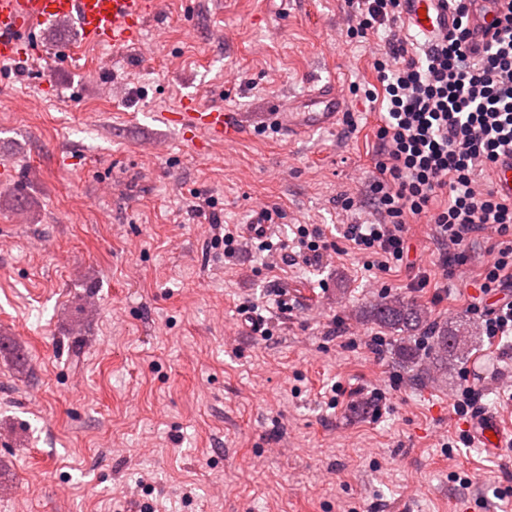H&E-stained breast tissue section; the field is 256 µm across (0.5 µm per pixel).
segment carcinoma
<instances>
[{
  "label": "carcinoma",
  "mask_w": 512,
  "mask_h": 512,
  "mask_svg": "<svg viewBox=\"0 0 512 512\" xmlns=\"http://www.w3.org/2000/svg\"><path fill=\"white\" fill-rule=\"evenodd\" d=\"M362 315L369 321L401 334L400 355L415 369L417 380L430 378V372L423 368V360L410 347L411 334L427 326L426 316L416 306L397 296L371 305ZM428 339L429 354L436 372L444 371L448 366L466 361L470 357L462 323L454 329L446 325H433L429 327Z\"/></svg>",
  "instance_id": "1"
}]
</instances>
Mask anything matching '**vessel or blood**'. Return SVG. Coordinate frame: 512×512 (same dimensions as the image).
I'll list each match as a JSON object with an SVG mask.
<instances>
[{
    "label": "vessel or blood",
    "instance_id": "b4317fda",
    "mask_svg": "<svg viewBox=\"0 0 512 512\" xmlns=\"http://www.w3.org/2000/svg\"><path fill=\"white\" fill-rule=\"evenodd\" d=\"M157 13V0H0V65L16 64L37 53V27L69 23L88 43L125 50L139 45L146 22ZM407 32L421 39L447 33L452 24L448 0H405ZM343 115V99L333 83L315 88L305 98L290 100L285 110L266 112L264 124L298 139L320 129L336 126ZM166 126L179 128L190 139L205 136L221 143L237 134L244 121L236 112L204 106L196 97L184 98L180 108L160 115ZM494 185L512 199V155L497 165ZM468 428L480 447L495 450L503 425L494 414L481 413Z\"/></svg>",
    "mask_w": 512,
    "mask_h": 512
}]
</instances>
